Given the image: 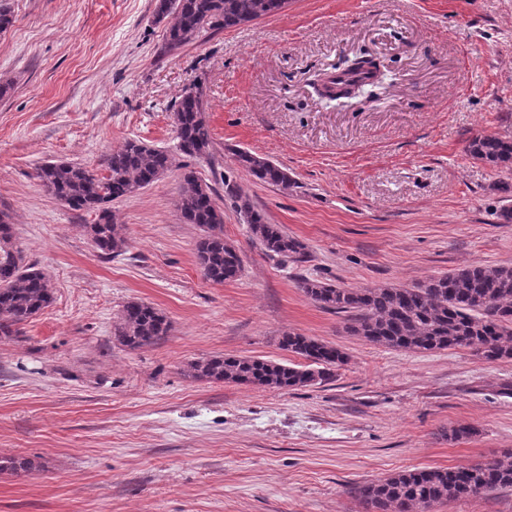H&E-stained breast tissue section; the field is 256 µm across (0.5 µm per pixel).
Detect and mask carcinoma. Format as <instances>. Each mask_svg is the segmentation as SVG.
<instances>
[{"label":"carcinoma","mask_w":512,"mask_h":512,"mask_svg":"<svg viewBox=\"0 0 512 512\" xmlns=\"http://www.w3.org/2000/svg\"><path fill=\"white\" fill-rule=\"evenodd\" d=\"M288 0H155L156 21H168L165 48L177 50L205 34L245 25L281 11ZM339 75L344 88L333 91L330 78L318 79L317 90L329 100H341L366 86L383 81L380 64L353 59ZM173 129L180 154L207 159L213 141L206 115L203 85L184 92L173 105ZM470 154L494 167L512 166V140L475 137ZM236 162L255 179L286 190L288 171L274 162L240 150ZM104 172L80 164L52 161L36 168L44 190L75 211L96 212L98 221L86 225L96 249L104 256L121 254L126 245L108 204L158 181L174 167V155L139 140H129L102 161ZM224 196L249 226L251 237L269 253L294 257L304 245L279 225L268 224L239 186L224 178ZM177 209L188 224L204 235L196 255L206 280L222 284L242 272L235 246L224 239V214L214 189L194 170L181 174ZM299 287L321 307L345 313L346 329L353 336L393 349L430 352L466 347L488 361L512 358V267L472 265L410 286L344 288L319 279H303ZM53 291L48 276L24 263L15 245L13 227L0 212V335L17 336L30 319L48 307ZM171 322L157 308L141 301L128 302L115 327V336L136 350L168 335ZM279 345L304 357L317 369L254 357L216 356L193 363L192 378L268 388L288 389L318 384L346 363L335 346L300 333H286ZM35 468L26 458L0 457V474L28 473ZM512 486V457L461 468H423L400 472L359 488L360 498L373 512H426L448 499L477 496L498 487Z\"/></svg>","instance_id":"carcinoma-1"}]
</instances>
